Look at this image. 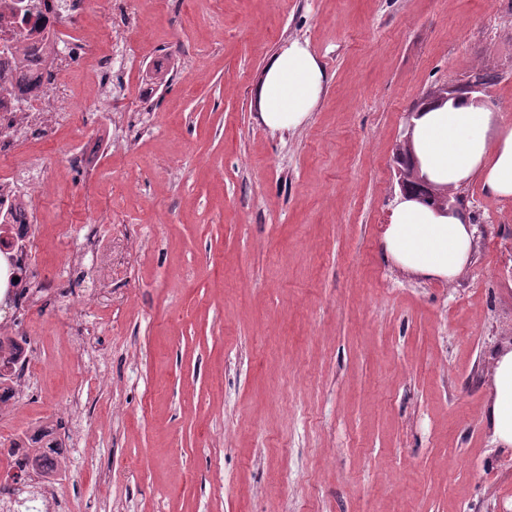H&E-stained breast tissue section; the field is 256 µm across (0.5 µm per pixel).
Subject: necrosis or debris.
<instances>
[{"label": "necrosis or debris", "mask_w": 512, "mask_h": 512, "mask_svg": "<svg viewBox=\"0 0 512 512\" xmlns=\"http://www.w3.org/2000/svg\"><path fill=\"white\" fill-rule=\"evenodd\" d=\"M102 0H0V153H10L31 134L51 137L59 119H75L95 107L97 89L84 103L73 102L67 77L86 59L112 61L101 38L89 36L84 19L104 13ZM67 49H58L61 38ZM25 43L24 60L16 47ZM45 181L25 174L0 176V233L25 242L29 237L32 200Z\"/></svg>", "instance_id": "4bbe7bcc"}]
</instances>
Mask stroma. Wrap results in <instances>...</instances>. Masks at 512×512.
Instances as JSON below:
<instances>
[{
  "instance_id": "1",
  "label": "stroma",
  "mask_w": 512,
  "mask_h": 512,
  "mask_svg": "<svg viewBox=\"0 0 512 512\" xmlns=\"http://www.w3.org/2000/svg\"><path fill=\"white\" fill-rule=\"evenodd\" d=\"M110 26L128 43L111 104L11 159L44 161L29 263L95 294L96 357L32 303L28 396L0 430L81 396L57 431L69 512H512V449L484 419L512 342V203L459 188L476 233L451 284L382 246L396 147L431 88L491 70L512 121V0H129L86 20ZM294 40L328 81L273 130L254 90ZM130 110L144 131L126 143L107 117Z\"/></svg>"
}]
</instances>
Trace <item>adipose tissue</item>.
<instances>
[{
    "label": "adipose tissue",
    "mask_w": 512,
    "mask_h": 512,
    "mask_svg": "<svg viewBox=\"0 0 512 512\" xmlns=\"http://www.w3.org/2000/svg\"><path fill=\"white\" fill-rule=\"evenodd\" d=\"M326 79L307 45L288 43L267 61L256 86L262 122L280 130L298 127L316 106ZM408 137L419 177L451 191L476 178L486 194L512 202V122L485 95L422 107L410 118ZM383 246L386 257L407 273L454 281L473 252L470 214L458 205L435 209L414 195H398ZM490 377L486 423L498 445L512 449V348L494 357Z\"/></svg>",
    "instance_id": "1"
}]
</instances>
